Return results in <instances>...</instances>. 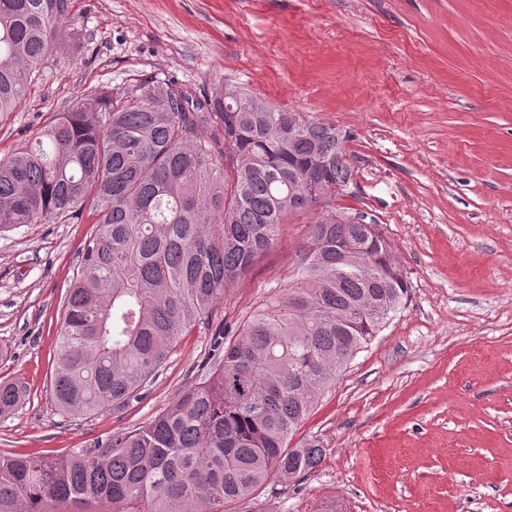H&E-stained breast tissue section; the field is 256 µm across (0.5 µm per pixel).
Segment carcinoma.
I'll list each match as a JSON object with an SVG mask.
<instances>
[{
	"instance_id": "carcinoma-1",
	"label": "carcinoma",
	"mask_w": 512,
	"mask_h": 512,
	"mask_svg": "<svg viewBox=\"0 0 512 512\" xmlns=\"http://www.w3.org/2000/svg\"><path fill=\"white\" fill-rule=\"evenodd\" d=\"M71 4L0 0V113L61 49ZM289 114L245 91L221 86L201 102L148 78L115 96L89 91L0 160V233L77 219L87 205L95 214L46 390L70 419L139 399L280 226L320 207L287 287L233 338L216 334L201 381L143 425L62 457L0 453V512H231L320 465V441L291 440L409 285L373 215L344 224L337 197L304 194L307 179L348 180L351 164L336 126L301 117L291 137ZM25 396L20 381H0V417Z\"/></svg>"
}]
</instances>
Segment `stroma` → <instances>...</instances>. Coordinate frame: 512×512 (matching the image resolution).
Returning a JSON list of instances; mask_svg holds the SVG:
<instances>
[{
    "mask_svg": "<svg viewBox=\"0 0 512 512\" xmlns=\"http://www.w3.org/2000/svg\"><path fill=\"white\" fill-rule=\"evenodd\" d=\"M68 31L0 114V159L92 89L234 84L346 133L358 190L338 204L375 216L409 281L298 431L323 462L271 482L263 512H512V0H73ZM308 224L282 225L140 399L76 419L45 391L94 216L0 233V379L28 389L0 452L61 455L157 415L212 333L291 278Z\"/></svg>",
    "mask_w": 512,
    "mask_h": 512,
    "instance_id": "obj_1",
    "label": "stroma"
}]
</instances>
